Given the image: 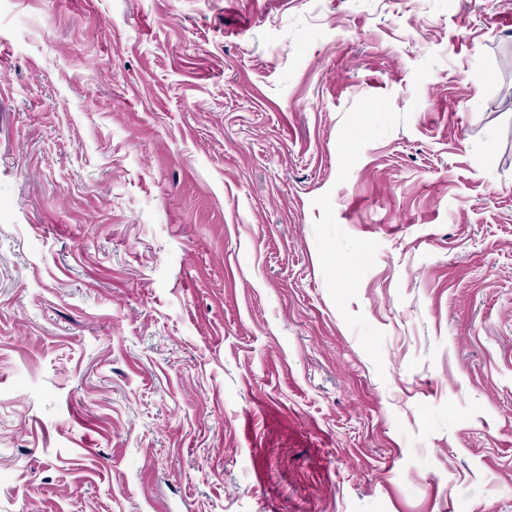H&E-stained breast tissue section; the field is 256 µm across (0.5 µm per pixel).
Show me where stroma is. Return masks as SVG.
I'll return each instance as SVG.
<instances>
[{
	"instance_id": "1",
	"label": "stroma",
	"mask_w": 512,
	"mask_h": 512,
	"mask_svg": "<svg viewBox=\"0 0 512 512\" xmlns=\"http://www.w3.org/2000/svg\"><path fill=\"white\" fill-rule=\"evenodd\" d=\"M0 512H512V0H0Z\"/></svg>"
}]
</instances>
